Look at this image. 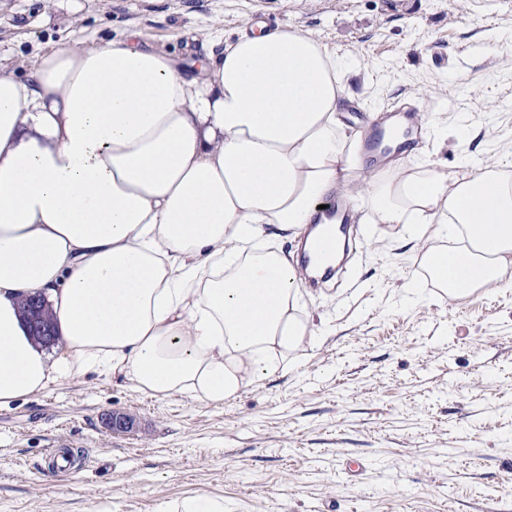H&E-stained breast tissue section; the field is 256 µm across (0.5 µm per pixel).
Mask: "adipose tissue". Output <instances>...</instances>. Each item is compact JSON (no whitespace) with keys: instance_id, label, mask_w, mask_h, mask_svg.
I'll use <instances>...</instances> for the list:
<instances>
[{"instance_id":"obj_1","label":"adipose tissue","mask_w":512,"mask_h":512,"mask_svg":"<svg viewBox=\"0 0 512 512\" xmlns=\"http://www.w3.org/2000/svg\"><path fill=\"white\" fill-rule=\"evenodd\" d=\"M124 39L0 69V405L81 373L209 403L288 372L315 325L300 236L362 161L340 119L346 64L288 28L210 35L199 68ZM370 223L410 225L449 299L512 287V175L400 160ZM464 235L444 250L453 226ZM41 297L56 341L20 310Z\"/></svg>"}]
</instances>
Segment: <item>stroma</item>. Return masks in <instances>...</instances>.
Wrapping results in <instances>:
<instances>
[{
    "instance_id": "stroma-1",
    "label": "stroma",
    "mask_w": 512,
    "mask_h": 512,
    "mask_svg": "<svg viewBox=\"0 0 512 512\" xmlns=\"http://www.w3.org/2000/svg\"><path fill=\"white\" fill-rule=\"evenodd\" d=\"M257 23L347 60L349 129L411 103V160L512 162V47L498 40L512 0H0V65L23 74L47 47L132 26L192 61L199 35ZM370 176L349 188L344 277L304 293L331 331L288 374L212 404L89 372L1 405L0 512H162L192 496L224 512H512V288L449 300L405 228L366 223ZM113 412L133 431H109ZM61 446L81 456L63 473L46 465Z\"/></svg>"
}]
</instances>
